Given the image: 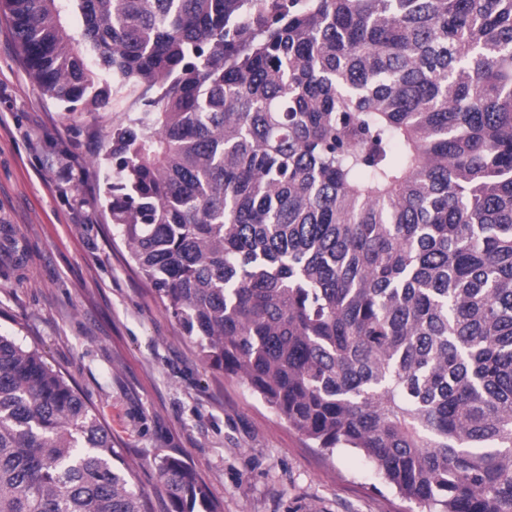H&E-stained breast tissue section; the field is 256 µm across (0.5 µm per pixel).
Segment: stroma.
<instances>
[{"mask_svg":"<svg viewBox=\"0 0 512 512\" xmlns=\"http://www.w3.org/2000/svg\"><path fill=\"white\" fill-rule=\"evenodd\" d=\"M133 98L68 112L44 95L0 11V335L38 347L110 428L152 512L157 462L185 460L223 512H417L363 455L327 456L195 344L133 267L102 199L107 133Z\"/></svg>","mask_w":512,"mask_h":512,"instance_id":"35a3bbf8","label":"stroma"}]
</instances>
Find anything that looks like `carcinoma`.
Instances as JSON below:
<instances>
[{"label": "carcinoma", "instance_id": "carcinoma-1", "mask_svg": "<svg viewBox=\"0 0 512 512\" xmlns=\"http://www.w3.org/2000/svg\"><path fill=\"white\" fill-rule=\"evenodd\" d=\"M41 91H142L106 208L202 363L420 512H512V0H0ZM81 19V37L69 17ZM170 512H221L183 459ZM0 335V512H150Z\"/></svg>", "mask_w": 512, "mask_h": 512}]
</instances>
